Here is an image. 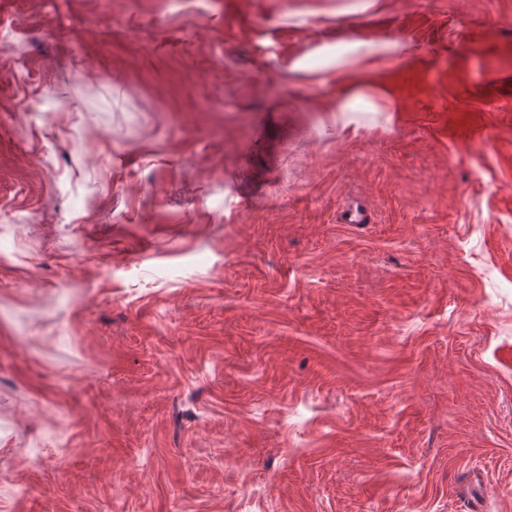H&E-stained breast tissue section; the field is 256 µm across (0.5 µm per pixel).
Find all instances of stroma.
<instances>
[{
	"mask_svg": "<svg viewBox=\"0 0 512 512\" xmlns=\"http://www.w3.org/2000/svg\"><path fill=\"white\" fill-rule=\"evenodd\" d=\"M0 27V512H512V0ZM354 52L336 62V80L347 74L378 63L405 61L401 53L402 40H383L376 45L364 41L352 44ZM366 48V49H364ZM364 103L371 112H391L392 107L379 94L378 102L367 95L364 89L359 85H351L345 97L336 104V110L345 123L351 124L348 118L349 112H354L355 105Z\"/></svg>",
	"mask_w": 512,
	"mask_h": 512,
	"instance_id": "stroma-1",
	"label": "stroma"
}]
</instances>
